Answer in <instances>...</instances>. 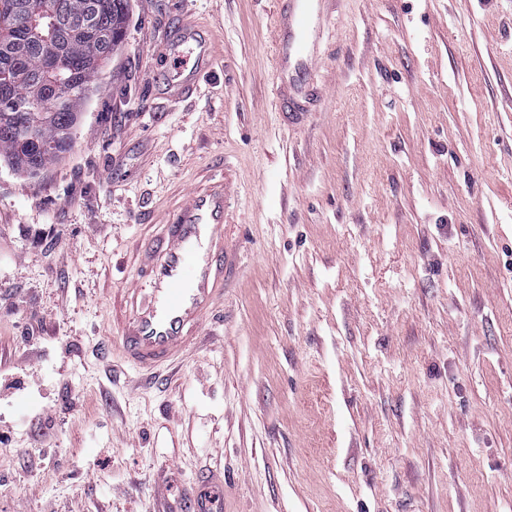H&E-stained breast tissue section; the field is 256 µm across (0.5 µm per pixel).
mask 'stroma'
<instances>
[{"mask_svg": "<svg viewBox=\"0 0 512 512\" xmlns=\"http://www.w3.org/2000/svg\"><path fill=\"white\" fill-rule=\"evenodd\" d=\"M276 0H131L75 146L0 160V512H512V0H339L300 127ZM213 35L163 95L180 20ZM233 167L239 251L204 341L100 356L132 242ZM189 496L193 506L191 512H218L214 506L221 497L224 498V483L221 486L212 484L206 475L199 479Z\"/></svg>", "mask_w": 512, "mask_h": 512, "instance_id": "obj_1", "label": "stroma"}]
</instances>
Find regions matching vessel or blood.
<instances>
[{
  "label": "vessel or blood",
  "mask_w": 512,
  "mask_h": 512,
  "mask_svg": "<svg viewBox=\"0 0 512 512\" xmlns=\"http://www.w3.org/2000/svg\"><path fill=\"white\" fill-rule=\"evenodd\" d=\"M333 0H282L273 28L276 111L289 119L320 96L315 64L326 40ZM170 75L165 92L185 96L211 64L210 39L193 22H181L160 50ZM229 182L201 172L156 233L138 244L129 287L113 295L110 313L119 331L116 350L129 367L155 373L173 366L200 341L209 316L224 302L236 253L226 243ZM222 486L202 477L190 494L191 512H215Z\"/></svg>",
  "instance_id": "b4317fda"
}]
</instances>
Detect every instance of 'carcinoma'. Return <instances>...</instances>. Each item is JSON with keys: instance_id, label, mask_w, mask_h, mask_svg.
<instances>
[{"instance_id": "cac0c4a2", "label": "carcinoma", "mask_w": 512, "mask_h": 512, "mask_svg": "<svg viewBox=\"0 0 512 512\" xmlns=\"http://www.w3.org/2000/svg\"><path fill=\"white\" fill-rule=\"evenodd\" d=\"M33 4L41 8L43 37L28 39L22 54L9 62L14 84L7 95H0V159L30 175L72 150L85 107L98 90L99 75L123 43L130 0H0V16L12 18L11 38L19 39L32 24ZM73 15L85 17L100 36L73 35ZM52 56L59 61L53 77L72 90L73 97L57 111L45 107V147L25 150L20 132L29 120L31 102L43 99L45 63Z\"/></svg>"}]
</instances>
